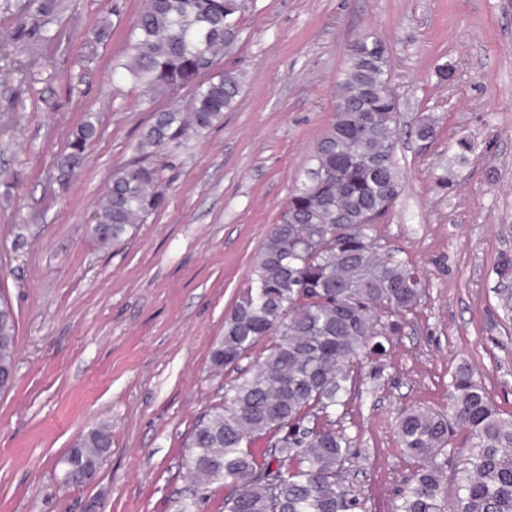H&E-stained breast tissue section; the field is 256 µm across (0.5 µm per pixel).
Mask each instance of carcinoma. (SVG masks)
Instances as JSON below:
<instances>
[{
	"label": "carcinoma",
	"instance_id": "1",
	"mask_svg": "<svg viewBox=\"0 0 512 512\" xmlns=\"http://www.w3.org/2000/svg\"><path fill=\"white\" fill-rule=\"evenodd\" d=\"M57 0H31L36 22ZM253 0H144L112 72L138 87L141 102L177 98L185 104L153 113L130 148L136 160L112 171L108 193L89 224L98 247L121 243L164 205L160 167L190 138L209 131L236 106L243 79L221 68L226 40L240 32ZM386 43L368 34L355 43L338 81L333 119L313 149L321 172L296 185L268 232L251 276L224 331L211 344V369L239 363L260 341L266 356L240 370L193 428L183 458L194 490L177 512H193L213 484L224 486V512H356L361 502L346 480L351 440L331 417L345 406L355 371L385 350L397 332L376 323L380 309L399 313L418 303L421 275L372 235L400 195L398 103L390 93ZM438 120L425 116L416 130L427 141ZM97 127L93 114L72 133L56 161L67 183L82 167ZM17 345L14 315L0 318V360L10 364ZM396 431L413 472L397 490L393 512H512V412L492 399L473 368L459 364L448 382L443 412L408 408ZM272 440L256 453L252 444ZM92 464L112 447L107 426L76 442ZM456 473L453 506L445 501L448 462ZM443 461H438V458Z\"/></svg>",
	"mask_w": 512,
	"mask_h": 512
}]
</instances>
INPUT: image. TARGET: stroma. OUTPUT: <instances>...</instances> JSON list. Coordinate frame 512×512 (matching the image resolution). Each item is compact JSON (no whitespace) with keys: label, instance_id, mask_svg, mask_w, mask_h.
Wrapping results in <instances>:
<instances>
[{"label":"stroma","instance_id":"obj_1","mask_svg":"<svg viewBox=\"0 0 512 512\" xmlns=\"http://www.w3.org/2000/svg\"><path fill=\"white\" fill-rule=\"evenodd\" d=\"M27 3L0 0V30L16 33L0 49V299L18 336L15 386L0 396V512H82L90 499L102 512H176L190 433L238 376L212 371V341L371 32L389 49L407 131L403 191L372 234L423 273L425 291L410 312L378 313L401 329L380 376L359 373L335 415L359 512H392L413 469L398 413L444 408L457 364L512 411V312L495 272L512 257V0H255L223 60L244 75L237 106L169 158L164 208L108 250L88 225L112 171L132 161L153 110L174 105H145L111 79L142 0H59L38 29ZM90 112L98 136L60 184L56 159ZM424 114L438 119L429 143L412 134ZM99 424L112 431L107 461L92 482L63 483L62 458Z\"/></svg>","mask_w":512,"mask_h":512}]
</instances>
